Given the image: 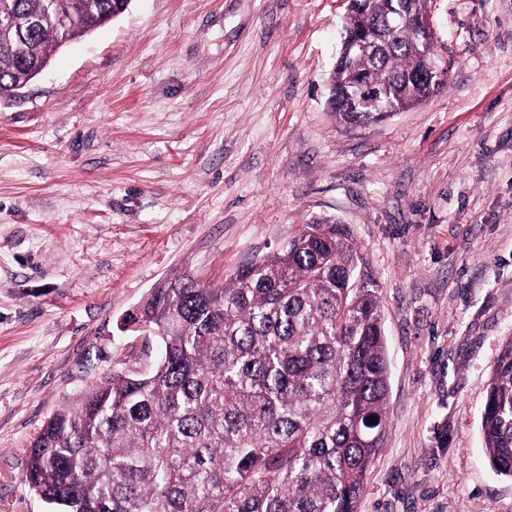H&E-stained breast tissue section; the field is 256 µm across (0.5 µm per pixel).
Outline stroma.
I'll use <instances>...</instances> for the list:
<instances>
[{
  "mask_svg": "<svg viewBox=\"0 0 512 512\" xmlns=\"http://www.w3.org/2000/svg\"><path fill=\"white\" fill-rule=\"evenodd\" d=\"M449 84L364 126L328 108L345 0H131L0 98V512H51L30 444L145 338L162 279L219 288L306 224L378 283L385 446L358 512H512L480 408L512 336V0H430Z\"/></svg>",
  "mask_w": 512,
  "mask_h": 512,
  "instance_id": "1",
  "label": "stroma"
}]
</instances>
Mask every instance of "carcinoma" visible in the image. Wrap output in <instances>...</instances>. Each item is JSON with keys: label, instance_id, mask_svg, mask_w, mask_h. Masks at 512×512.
Segmentation results:
<instances>
[{"label": "carcinoma", "instance_id": "1", "mask_svg": "<svg viewBox=\"0 0 512 512\" xmlns=\"http://www.w3.org/2000/svg\"><path fill=\"white\" fill-rule=\"evenodd\" d=\"M46 2L7 0L27 39L18 51L0 41V97L62 42L124 14L123 0H71L65 32ZM428 2L352 0L329 98L341 126L448 86L427 70ZM358 41L368 49L348 48ZM138 320L159 355L51 414L31 443L30 489L58 512H357L389 424V366L377 285L345 225H304L222 288L165 278ZM480 416L491 468L512 478V336Z\"/></svg>", "mask_w": 512, "mask_h": 512}]
</instances>
